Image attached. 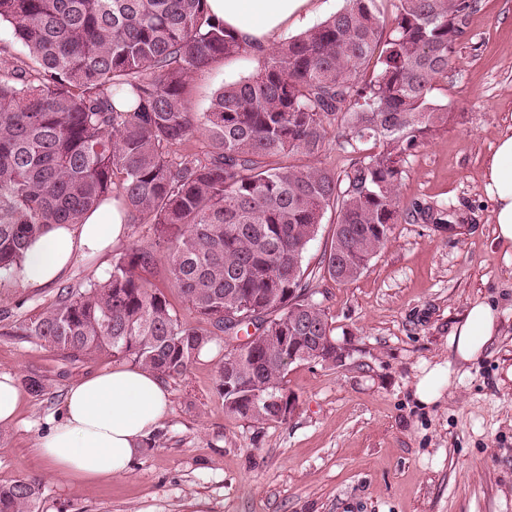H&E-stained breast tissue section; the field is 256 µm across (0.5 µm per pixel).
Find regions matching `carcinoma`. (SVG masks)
<instances>
[{"instance_id":"1","label":"carcinoma","mask_w":512,"mask_h":512,"mask_svg":"<svg viewBox=\"0 0 512 512\" xmlns=\"http://www.w3.org/2000/svg\"><path fill=\"white\" fill-rule=\"evenodd\" d=\"M206 2L0 0V25L25 49H0V275H16L50 226L120 201L151 241L106 277L60 289L25 335L71 361L110 355L167 380L242 334L217 362L226 411L279 423L264 399L285 389L288 365L268 337L286 331L298 350L335 339L303 255L329 209L322 276L350 282L385 245L403 217L404 157L448 123L434 91L476 0H347L195 112L194 72L254 55ZM332 127L353 155L339 175L302 161L321 156ZM161 265L206 327L149 281ZM228 305L240 319L224 317ZM41 498L34 480L0 485V512H42Z\"/></svg>"}]
</instances>
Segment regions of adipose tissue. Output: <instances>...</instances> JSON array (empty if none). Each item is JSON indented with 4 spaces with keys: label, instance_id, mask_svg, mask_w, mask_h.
Returning <instances> with one entry per match:
<instances>
[{
    "label": "adipose tissue",
    "instance_id": "ef3b65f1",
    "mask_svg": "<svg viewBox=\"0 0 512 512\" xmlns=\"http://www.w3.org/2000/svg\"><path fill=\"white\" fill-rule=\"evenodd\" d=\"M223 21L256 53L269 51L289 24L317 12L318 0H207ZM484 190L494 203L496 235L512 246V125L498 135L484 166ZM125 215L107 203L78 224H55L28 249L18 282L41 288L59 280L81 257H96L124 239ZM498 330V313L487 303L472 305L453 331L458 360L476 359ZM169 392L151 372L116 365L72 384L64 415L39 441L51 471L70 482L93 484L127 472L143 439L168 411Z\"/></svg>",
    "mask_w": 512,
    "mask_h": 512
}]
</instances>
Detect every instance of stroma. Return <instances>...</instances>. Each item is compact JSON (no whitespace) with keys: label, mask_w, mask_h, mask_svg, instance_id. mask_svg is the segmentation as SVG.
Returning <instances> with one entry per match:
<instances>
[{"label":"stroma","mask_w":512,"mask_h":512,"mask_svg":"<svg viewBox=\"0 0 512 512\" xmlns=\"http://www.w3.org/2000/svg\"><path fill=\"white\" fill-rule=\"evenodd\" d=\"M257 66L220 60L197 71L194 110L207 111ZM435 95L448 103V122L402 164L405 218L358 279L311 285L350 355L339 367L290 366L284 384L297 402L286 422L227 413L216 347L185 377L166 380L163 435L127 473L67 482L37 445L61 418L69 386L114 361L65 359L20 326L59 286L105 274L115 254L148 237L128 230L56 285L0 279V372L45 385L27 393L17 422L0 427V484L40 482L44 512H512V247L495 237L482 185L497 136L512 124V0H477ZM418 204L432 208L431 219L408 218ZM477 302L496 308L497 335L476 360L455 364L436 403L419 404L422 366L447 362L451 333Z\"/></svg>","instance_id":"stroma-1"}]
</instances>
